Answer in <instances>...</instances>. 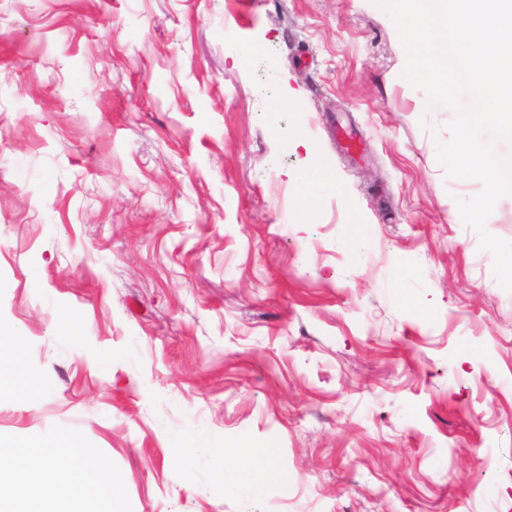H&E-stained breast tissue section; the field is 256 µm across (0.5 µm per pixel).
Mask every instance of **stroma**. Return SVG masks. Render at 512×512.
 <instances>
[{"label": "stroma", "instance_id": "obj_1", "mask_svg": "<svg viewBox=\"0 0 512 512\" xmlns=\"http://www.w3.org/2000/svg\"><path fill=\"white\" fill-rule=\"evenodd\" d=\"M405 61L374 0H0V320L47 387L0 440L96 448L126 512H512V292ZM301 134L343 187L306 212ZM179 437L276 478L246 509Z\"/></svg>", "mask_w": 512, "mask_h": 512}]
</instances>
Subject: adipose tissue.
Returning a JSON list of instances; mask_svg holds the SVG:
<instances>
[{"mask_svg": "<svg viewBox=\"0 0 512 512\" xmlns=\"http://www.w3.org/2000/svg\"><path fill=\"white\" fill-rule=\"evenodd\" d=\"M293 149L304 152L302 162L294 170L288 171L286 177L296 191L297 206L307 209L311 201L340 193L341 188L330 169L316 160L314 148L305 138H297L292 143ZM23 337L12 327L0 324V376H8L14 383V393L22 399L39 397L43 388L36 378L21 365L18 351ZM91 449H84L82 454L68 456L66 462H59L56 455L45 453L41 456V467L32 470L30 456L25 452H1L0 470L9 472L10 481L0 482V502L12 500L19 496L24 483L39 480L50 485L54 497L66 501L80 495L81 487L78 476L83 470ZM234 456L239 462L238 472L229 473L224 469L226 456ZM186 461L193 466H209L217 475L220 492L227 497H235L246 503H253L263 498L267 484L273 479L272 470H263L261 476H252L251 471L257 462L255 450L240 446L231 450L224 448L192 447L185 451Z\"/></svg>", "mask_w": 512, "mask_h": 512, "instance_id": "obj_1", "label": "adipose tissue"}]
</instances>
